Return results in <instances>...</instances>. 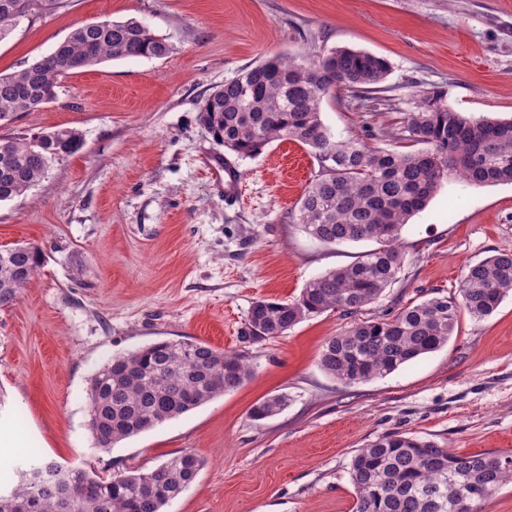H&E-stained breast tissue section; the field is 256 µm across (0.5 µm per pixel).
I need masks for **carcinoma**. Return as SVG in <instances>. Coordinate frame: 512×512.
<instances>
[{
    "instance_id": "obj_1",
    "label": "carcinoma",
    "mask_w": 512,
    "mask_h": 512,
    "mask_svg": "<svg viewBox=\"0 0 512 512\" xmlns=\"http://www.w3.org/2000/svg\"><path fill=\"white\" fill-rule=\"evenodd\" d=\"M37 2L39 12L64 0H0V40ZM166 39L131 18L74 29L54 51L13 74H0V126L52 102L63 79L107 60L161 58ZM387 61L337 48L313 60L274 56L224 82L207 98L199 120L239 157L256 156L276 140L309 148L319 174L299 200L297 220L326 244L373 241L350 265L310 280L290 300L260 298L248 309L240 339L256 343L284 335L297 324L337 311L355 316L377 302L402 271L401 232L424 210L442 183L512 184V120L467 117L448 109L446 94L422 98L407 113L411 153L337 139L321 119L324 98L338 88L356 95L382 92ZM79 130L0 135V202L22 195L45 176L49 163L82 146ZM42 263L32 243L0 250V306L18 298ZM512 292V253L500 252L465 266L456 290L435 292L397 311L329 338L322 369L351 386L384 377L448 344L462 315L490 316ZM251 376L245 357L207 343L158 341L113 357L90 382L88 428L101 449L146 432L233 391ZM285 395L255 404L262 420L287 404ZM203 467L191 452L147 472L107 479L56 461L30 464L0 493V512H163ZM355 512H479L480 505L512 483V455H460L440 443L409 435H384L359 449L350 463ZM480 496L473 498L474 489Z\"/></svg>"
}]
</instances>
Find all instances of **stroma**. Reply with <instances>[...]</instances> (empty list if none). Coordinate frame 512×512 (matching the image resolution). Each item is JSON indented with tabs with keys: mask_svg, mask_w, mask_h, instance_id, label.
I'll use <instances>...</instances> for the list:
<instances>
[{
	"mask_svg": "<svg viewBox=\"0 0 512 512\" xmlns=\"http://www.w3.org/2000/svg\"><path fill=\"white\" fill-rule=\"evenodd\" d=\"M137 19L166 38L162 58L105 61L64 79L53 102L12 132L78 129L82 147L22 196L0 202V248L34 243L42 264L0 307V481L30 454L102 477L149 470L185 451L204 461L164 512H353L349 465L392 432L453 452L512 455V294L489 317H462L448 344L392 374L346 386L319 355L352 320L326 312L253 344L239 332L254 299L287 300L353 262L366 242L323 244L298 224L319 171L309 150L276 141L233 157L199 120L225 81L274 55L351 48L385 58V92L341 89L322 104L337 138L416 151L404 118L445 92L466 116L512 118V0H70L22 18L0 41V73L50 54L77 27ZM232 160L245 198L224 200L211 164ZM403 270L364 317L454 292L466 264L512 252V185L447 182L401 232ZM243 354L241 387L112 448L88 429L87 390L113 355L164 341ZM286 394L278 414L259 400Z\"/></svg>",
	"mask_w": 512,
	"mask_h": 512,
	"instance_id": "stroma-1",
	"label": "stroma"
}]
</instances>
